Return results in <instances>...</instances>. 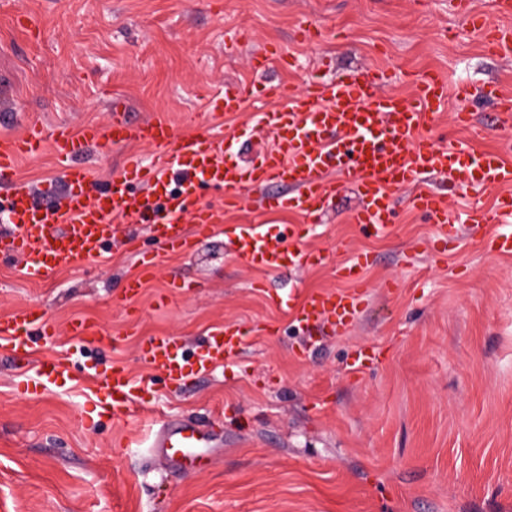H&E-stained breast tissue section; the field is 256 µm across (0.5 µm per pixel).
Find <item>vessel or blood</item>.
<instances>
[{
	"instance_id": "obj_1",
	"label": "vessel or blood",
	"mask_w": 512,
	"mask_h": 512,
	"mask_svg": "<svg viewBox=\"0 0 512 512\" xmlns=\"http://www.w3.org/2000/svg\"><path fill=\"white\" fill-rule=\"evenodd\" d=\"M454 6L463 20L480 33L486 49L503 60L512 59V27L492 25L471 13L466 0ZM392 75L386 70L359 69L329 80L309 81L296 93H285L276 83L263 86L236 84L223 93L208 95L207 112L233 115L252 105L254 125L270 136L272 143L249 164L228 160L232 135L223 128L202 123L194 130L178 132L170 115L152 113L134 122L120 113V100H113L110 122H89L80 128L67 123L51 126L28 121L20 135H0V184L12 193L0 201V223L8 225L0 235V252L24 258L31 273L46 276L79 260L97 259L114 234L118 221L150 225L169 250L191 253L197 239L211 236L219 222L213 208L201 205L203 186L224 193V204L237 206L242 190H259L258 208L289 209L307 222H321L329 203L350 190L360 199L353 223L380 232L391 223L393 194L411 189L412 206L437 226L442 237L456 238L469 224H497L501 230L489 241L492 250L512 253V161L500 153L479 149L475 139L491 127L512 122V96L502 94L496 81L479 86L461 83L449 87L446 79L428 73L415 83L409 95L386 91ZM476 97L493 100L492 125L474 123L467 110L453 115L457 127L469 128L473 138L438 144L430 131L449 99L467 101ZM150 146V157H132L122 174L113 176L108 191L90 195L91 173L82 162L86 149ZM52 150L67 192L55 199V187L41 190L49 203L35 205L30 190L18 178V162ZM445 178L463 192L504 189L492 207L479 205L454 215L448 199L433 185ZM136 181L138 192L127 189ZM285 185L286 195H271L272 185ZM237 258L247 266L269 272L315 265L320 252L307 249L296 225L270 231L261 224H239L229 230ZM365 256L358 255L336 267V276L354 283L351 291L327 290L304 300L295 291L268 292L272 306L289 313L299 327L322 324L344 330L352 326L364 301L361 270ZM53 339L57 330L43 313L29 310L0 316V350L30 355L32 335ZM247 343L246 333L227 324L212 329L185 352L171 336L151 337L142 349V360L150 371L162 374L168 385L180 388L199 376L235 361ZM68 361L41 359L34 378L20 388L22 394L37 393L46 384L67 381ZM103 396L101 408L113 419L127 416L144 385L121 364L94 372ZM207 432L194 424H157L152 431L153 454L181 470L206 467Z\"/></svg>"
}]
</instances>
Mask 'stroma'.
Instances as JSON below:
<instances>
[{
    "instance_id": "obj_1",
    "label": "stroma",
    "mask_w": 512,
    "mask_h": 512,
    "mask_svg": "<svg viewBox=\"0 0 512 512\" xmlns=\"http://www.w3.org/2000/svg\"><path fill=\"white\" fill-rule=\"evenodd\" d=\"M20 9L29 28L15 21ZM304 18L317 33L301 43ZM268 42L295 64L269 62L262 77L290 93L324 55L336 75L389 68L399 91L430 70L512 90V61L488 55L448 0H0V114L11 131L30 114L105 124L115 96L128 118L162 110L182 132L209 90L256 81L250 61ZM223 123L237 135L231 160H252L264 145L252 110ZM357 205L345 192L308 224L259 212L246 191L188 255L125 222L99 259L45 277L0 255V316L33 308L58 327L52 341L33 338L32 356L0 351V512H512V255L486 250L496 228L482 224L431 256L437 230L406 190L384 234L349 223ZM249 222L302 225L327 259L282 273L246 266L223 231ZM130 237L140 254L125 250ZM359 252L370 257L367 301L349 332L302 330L268 306V287L305 297L344 288L336 266ZM144 253L157 268L127 298ZM75 319L95 325L101 344L76 352ZM224 324L250 331L249 345L181 390L141 359L150 337L192 347ZM67 356L71 380L19 393L34 358ZM115 362L151 382L122 421L98 416L84 372ZM218 409L208 469L186 474L149 453L153 422L207 431Z\"/></svg>"
}]
</instances>
